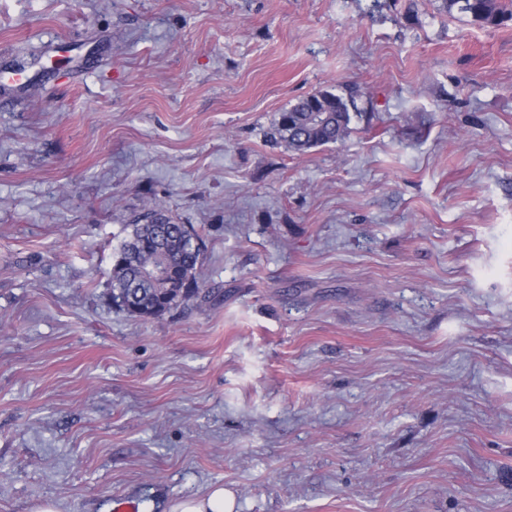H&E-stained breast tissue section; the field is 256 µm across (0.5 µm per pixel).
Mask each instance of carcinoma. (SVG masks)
<instances>
[{"label": "carcinoma", "instance_id": "obj_1", "mask_svg": "<svg viewBox=\"0 0 512 512\" xmlns=\"http://www.w3.org/2000/svg\"><path fill=\"white\" fill-rule=\"evenodd\" d=\"M442 6L448 13L456 9L470 16L480 26L499 27L512 22V0H442ZM355 111L353 93L317 92L279 113L271 138L299 154L341 142L351 133ZM131 227L129 240L113 253L109 298L114 305L123 307V298L130 294L135 297V305L146 312L157 306L171 311L206 300L207 294L200 293L199 287L184 293L177 281L137 288L139 267L160 260L176 263L184 277L197 281L203 255L193 249L191 237L203 238L200 231L163 217L158 204L136 218Z\"/></svg>", "mask_w": 512, "mask_h": 512}]
</instances>
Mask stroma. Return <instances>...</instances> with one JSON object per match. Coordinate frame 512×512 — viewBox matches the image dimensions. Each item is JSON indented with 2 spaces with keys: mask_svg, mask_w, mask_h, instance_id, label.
<instances>
[{
  "mask_svg": "<svg viewBox=\"0 0 512 512\" xmlns=\"http://www.w3.org/2000/svg\"><path fill=\"white\" fill-rule=\"evenodd\" d=\"M0 512H512V24L442 0H0ZM357 89L338 144L280 112ZM210 302L108 299L152 203ZM233 512V503L224 497L223 487L212 489L207 496L184 501L170 512Z\"/></svg>",
  "mask_w": 512,
  "mask_h": 512,
  "instance_id": "obj_1",
  "label": "stroma"
}]
</instances>
